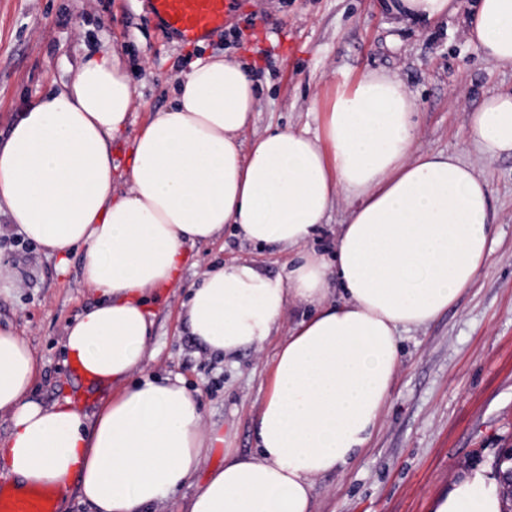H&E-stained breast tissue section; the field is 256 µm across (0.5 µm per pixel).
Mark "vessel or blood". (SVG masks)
Returning <instances> with one entry per match:
<instances>
[{
    "mask_svg": "<svg viewBox=\"0 0 512 512\" xmlns=\"http://www.w3.org/2000/svg\"><path fill=\"white\" fill-rule=\"evenodd\" d=\"M159 27L192 44L223 30L234 0H146Z\"/></svg>",
    "mask_w": 512,
    "mask_h": 512,
    "instance_id": "b4317fda",
    "label": "vessel or blood"
}]
</instances>
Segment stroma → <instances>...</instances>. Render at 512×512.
Returning <instances> with one entry per match:
<instances>
[{"mask_svg":"<svg viewBox=\"0 0 512 512\" xmlns=\"http://www.w3.org/2000/svg\"><path fill=\"white\" fill-rule=\"evenodd\" d=\"M227 27H246L237 44L215 35L186 44L165 36L145 0H0V140L25 104L61 89L89 47L120 53L136 87L129 135L170 103L175 79L201 57L223 53L257 67L259 105L246 140L268 130L321 129L314 96L368 71L398 76L420 112L418 146L477 162L491 190L495 234L476 282L428 328L403 333V367L371 447L344 476L317 480L316 512H437L465 480L490 487L512 448V157L478 161L466 115L512 88V68H495L465 32L462 14L429 24L400 22L383 0H235ZM0 212V252L20 289L0 293V326L24 336L40 361L34 394L61 400L76 379L61 352L66 328L96 298L82 280L79 253L59 257L26 244ZM247 260L272 277L287 254L259 249L225 231L223 242L187 247L178 279L151 303L148 373L178 376L199 390L214 440L199 472L149 512H184L225 450L255 447L254 417L270 382L275 343L225 362L183 326L186 288L216 262Z\"/></svg>","mask_w":512,"mask_h":512,"instance_id":"obj_1","label":"stroma"}]
</instances>
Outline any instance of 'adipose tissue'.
<instances>
[{
    "label": "adipose tissue",
    "mask_w": 512,
    "mask_h": 512,
    "mask_svg": "<svg viewBox=\"0 0 512 512\" xmlns=\"http://www.w3.org/2000/svg\"><path fill=\"white\" fill-rule=\"evenodd\" d=\"M466 33L487 63L512 67V0H476ZM136 88L118 52L89 51L74 78L21 110L0 144V210L51 254L81 255L100 294L63 343L93 383H121L94 416L32 397L39 364L0 328V470L24 488L78 478L94 512H144L200 469L211 440L199 396L180 377L141 375L149 305L176 280L186 246L232 226L256 247L289 253L286 279L249 262L221 264L192 286L183 322L233 357L275 336L252 453L226 452L187 512H313L316 479L344 475L369 448L402 365L401 334L423 329L478 278L494 236L490 189L475 164L419 152L418 107L394 75L363 73L314 98L320 132L277 128L252 142L257 85L237 59L212 56L179 77L172 104L133 142L112 188L113 137ZM479 159L512 156V90L468 113ZM350 213L333 255L310 242L338 200ZM501 491L458 484L437 512H500Z\"/></svg>",
    "instance_id": "adipose-tissue-1"
}]
</instances>
